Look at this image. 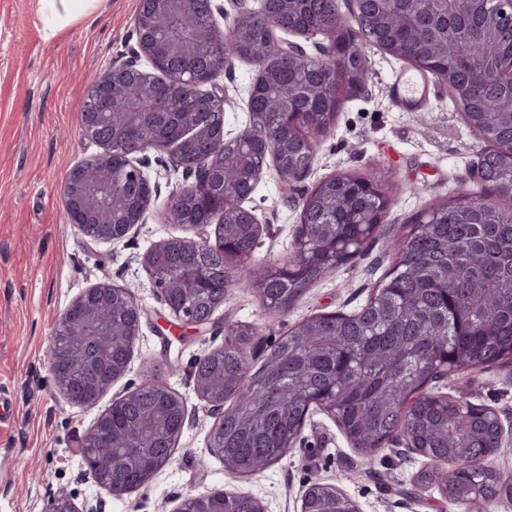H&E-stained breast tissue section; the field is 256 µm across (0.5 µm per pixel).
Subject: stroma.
<instances>
[{
	"label": "stroma",
	"instance_id": "1",
	"mask_svg": "<svg viewBox=\"0 0 512 512\" xmlns=\"http://www.w3.org/2000/svg\"><path fill=\"white\" fill-rule=\"evenodd\" d=\"M138 10L139 0H101L92 16L49 38L39 0H0V512H44L48 497L60 491L78 507L99 512H176L188 495L214 488L258 497L267 512H300L302 494L315 483L336 486L359 512H468L437 488L415 491L413 478L427 468L425 458L388 443L364 465L336 422L317 410L281 461L249 477L228 474L210 448L217 415L197 398L189 372L200 354L223 346L221 326L256 327L248 355L257 365L298 321L358 309L391 268V243L402 225L433 198L477 189L482 141L440 84H433L421 109L397 108L390 85L403 62L363 45L366 88L342 99L310 170L287 182L268 168L244 206L263 227L254 262L278 261L292 249L306 193L341 172L385 170L392 201L378 237L363 256L308 288L286 314H267L251 288L239 284L225 294L215 326L181 333L157 298L143 257L161 240L186 235L165 218L186 174L166 155L142 154L157 195L144 222L118 241L85 237L68 224L61 201L69 169L99 151L80 133L84 75L130 58ZM257 72L256 64L236 59L218 78L227 99L224 127L231 132L250 123L248 90ZM103 282L130 288L144 314L127 372L96 406L82 408L56 390L49 352L56 316ZM155 365L162 381L184 397L189 419L171 462L153 481L113 497L85 465L81 442L114 396L137 388ZM438 390L497 412L502 445L489 464L512 481V366L461 373Z\"/></svg>",
	"mask_w": 512,
	"mask_h": 512
}]
</instances>
